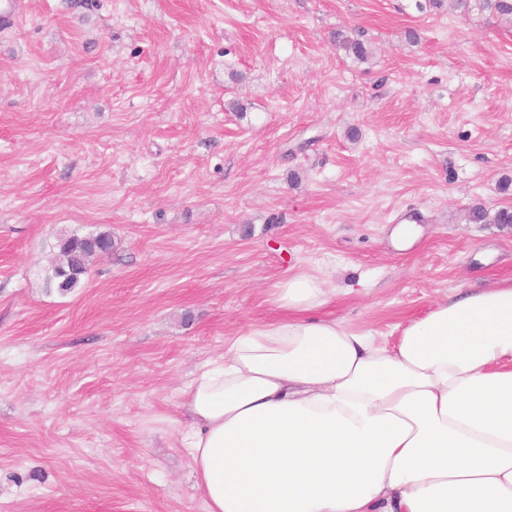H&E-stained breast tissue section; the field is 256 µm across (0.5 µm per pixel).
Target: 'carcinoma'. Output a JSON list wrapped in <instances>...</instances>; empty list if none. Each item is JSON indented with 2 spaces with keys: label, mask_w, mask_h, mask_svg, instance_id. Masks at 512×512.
<instances>
[{
  "label": "carcinoma",
  "mask_w": 512,
  "mask_h": 512,
  "mask_svg": "<svg viewBox=\"0 0 512 512\" xmlns=\"http://www.w3.org/2000/svg\"><path fill=\"white\" fill-rule=\"evenodd\" d=\"M479 6L500 16L512 17V0H479ZM336 42L357 59H364L368 55L366 44L358 39L345 37L338 32ZM468 221L507 227L512 224V210L502 208L491 215L483 207L476 206L469 211ZM56 247L62 262L51 268L47 281L62 291H69L81 283L92 259L111 252L112 238L106 232L88 236L63 234L58 237Z\"/></svg>",
  "instance_id": "obj_1"
}]
</instances>
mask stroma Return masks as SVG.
<instances>
[{
	"label": "stroma",
	"instance_id": "35a3bbf8",
	"mask_svg": "<svg viewBox=\"0 0 512 512\" xmlns=\"http://www.w3.org/2000/svg\"><path fill=\"white\" fill-rule=\"evenodd\" d=\"M0 26V512H207L198 369L305 272L393 341L512 279V19L450 0H20ZM372 47L364 61L335 33ZM421 228L390 242L398 218ZM110 231L80 286L61 231ZM467 218L468 221L472 223L500 224L507 227L512 224V210L509 208H502L493 216H490L483 207L476 206L469 211Z\"/></svg>",
	"mask_w": 512,
	"mask_h": 512
}]
</instances>
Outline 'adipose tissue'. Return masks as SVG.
Returning <instances> with one entry per match:
<instances>
[{"instance_id": "obj_1", "label": "adipose tissue", "mask_w": 512, "mask_h": 512, "mask_svg": "<svg viewBox=\"0 0 512 512\" xmlns=\"http://www.w3.org/2000/svg\"><path fill=\"white\" fill-rule=\"evenodd\" d=\"M332 299L288 275L278 317L189 384L207 512H512V279L459 289L388 346L325 317Z\"/></svg>"}]
</instances>
